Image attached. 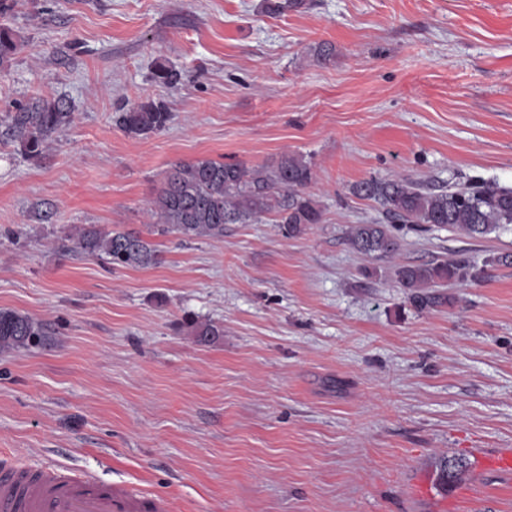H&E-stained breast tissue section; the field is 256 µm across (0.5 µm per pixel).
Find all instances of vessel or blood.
Listing matches in <instances>:
<instances>
[{
    "instance_id": "vessel-or-blood-1",
    "label": "vessel or blood",
    "mask_w": 512,
    "mask_h": 512,
    "mask_svg": "<svg viewBox=\"0 0 512 512\" xmlns=\"http://www.w3.org/2000/svg\"><path fill=\"white\" fill-rule=\"evenodd\" d=\"M162 495L125 483L103 484L87 474L0 464V512H172Z\"/></svg>"
}]
</instances>
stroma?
<instances>
[{"instance_id": "35a3bbf8", "label": "stroma", "mask_w": 512, "mask_h": 512, "mask_svg": "<svg viewBox=\"0 0 512 512\" xmlns=\"http://www.w3.org/2000/svg\"><path fill=\"white\" fill-rule=\"evenodd\" d=\"M9 2L0 309L53 336L0 352V454L135 484L173 512H512V475L481 459L512 448V265L489 262L512 230L403 227L388 262L347 241L383 219L351 192L371 177L512 189V0H305L277 17L260 0ZM160 64L180 82H158ZM39 96L74 118L34 161L4 116ZM147 97L170 121L128 136L116 111ZM283 153L312 161L323 208L299 236L269 215L220 238L154 228L146 205L174 164ZM82 224L139 234L161 261L64 251ZM447 258L484 274L416 309L394 266ZM191 319L224 334L198 343Z\"/></svg>"}]
</instances>
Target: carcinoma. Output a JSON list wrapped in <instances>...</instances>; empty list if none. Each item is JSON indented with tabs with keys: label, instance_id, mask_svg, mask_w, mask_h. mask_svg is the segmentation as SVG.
<instances>
[{
	"label": "carcinoma",
	"instance_id": "cac0c4a2",
	"mask_svg": "<svg viewBox=\"0 0 512 512\" xmlns=\"http://www.w3.org/2000/svg\"><path fill=\"white\" fill-rule=\"evenodd\" d=\"M304 0H262L263 12L276 15L296 9ZM20 48L9 30L0 28V66ZM74 112L64 99L38 98L19 105L8 114L7 134L29 159H41L50 142L73 122ZM171 114L162 101L146 98L122 110L117 124L132 137L163 131ZM311 162L297 154H282L259 168L238 163L201 159L174 166L164 186L147 203L161 234L175 232L187 239L224 236L226 224H249L263 215L274 216L282 233L295 237L310 224H318L323 212L304 189L312 183ZM352 193L376 204L386 224H355L347 238L362 255L376 260L393 258L400 250L394 225L407 224L415 230L448 227L469 237H483L512 224V189L493 184L430 191L407 178H369L352 187ZM67 252L100 257L114 267H148L159 262L151 243L134 233L114 232L95 224L74 228L67 236ZM484 270L458 260L407 263L395 266L394 276L408 300L423 309L439 303L428 292L446 283H466L481 277ZM198 342L208 344L224 335L211 323L189 324ZM49 332L31 316L0 309V351L42 346Z\"/></svg>",
	"mask_w": 512,
	"mask_h": 512
}]
</instances>
